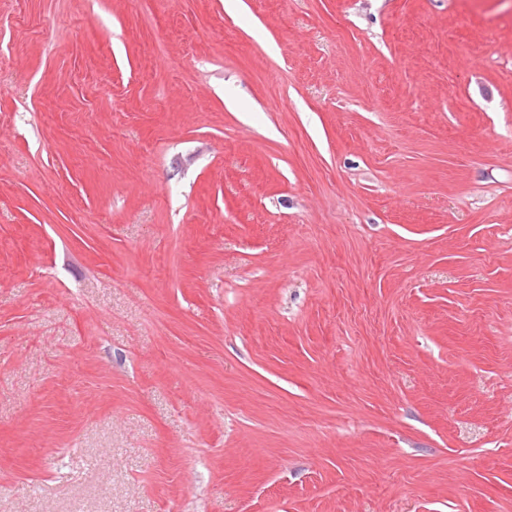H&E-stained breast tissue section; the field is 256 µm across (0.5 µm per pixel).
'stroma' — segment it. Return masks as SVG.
I'll use <instances>...</instances> for the list:
<instances>
[{"label":"stroma","instance_id":"35a3bbf8","mask_svg":"<svg viewBox=\"0 0 512 512\" xmlns=\"http://www.w3.org/2000/svg\"><path fill=\"white\" fill-rule=\"evenodd\" d=\"M0 512H512V0H0Z\"/></svg>","mask_w":512,"mask_h":512}]
</instances>
